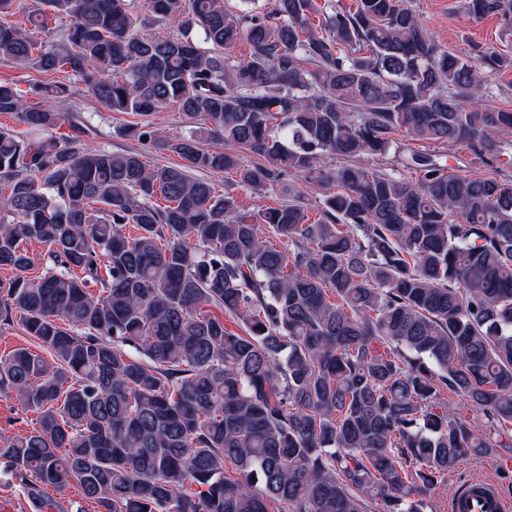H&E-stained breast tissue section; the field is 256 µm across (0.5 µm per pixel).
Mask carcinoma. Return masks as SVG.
<instances>
[{"mask_svg":"<svg viewBox=\"0 0 512 512\" xmlns=\"http://www.w3.org/2000/svg\"><path fill=\"white\" fill-rule=\"evenodd\" d=\"M462 8L512 35V0ZM52 16L62 41L33 40ZM0 62L64 76L35 104L0 81L26 127L0 130V322L20 314L52 357H0V395L39 414L0 464L35 512L71 480L100 512H426L464 458L512 452V179L430 151L406 175L362 162L402 130L511 169L512 110L478 104L512 57L448 51L410 0H0ZM77 82L113 112H181L162 146L183 163L89 146ZM194 170L315 184L319 217L291 189L251 210ZM30 242L51 260L34 277Z\"/></svg>","mask_w":512,"mask_h":512,"instance_id":"1","label":"carcinoma"}]
</instances>
